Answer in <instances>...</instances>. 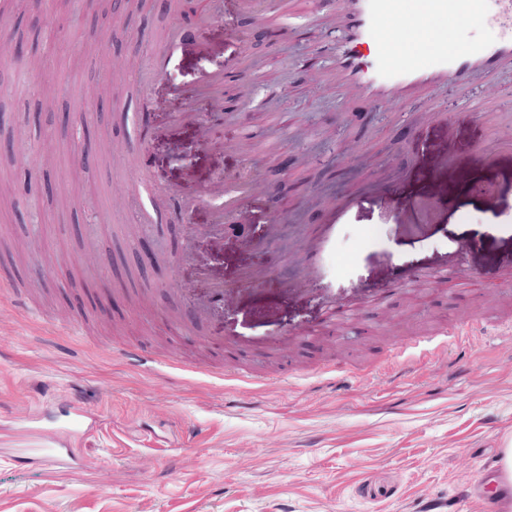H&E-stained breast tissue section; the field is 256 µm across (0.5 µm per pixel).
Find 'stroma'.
<instances>
[{
	"instance_id": "obj_1",
	"label": "stroma",
	"mask_w": 512,
	"mask_h": 512,
	"mask_svg": "<svg viewBox=\"0 0 512 512\" xmlns=\"http://www.w3.org/2000/svg\"><path fill=\"white\" fill-rule=\"evenodd\" d=\"M129 23L112 17L83 25L51 6L31 10L55 43L37 64L19 57L0 67V114L20 146L0 152V238L30 241L17 278L0 279V512H416L448 499L477 477L512 440V270L487 282L448 288L433 276L448 261V235L483 234L492 214L512 225V190L496 211L482 196L450 209L446 223L411 233L365 192L367 175L399 180L432 131L420 118L445 110L448 129L477 169L489 152L512 149V112L479 113L473 91L431 87L393 107L314 87L312 71L332 70L345 30L333 21L336 0H255L289 27L241 44V0H220L205 25L185 18L174 0H139ZM181 28L189 40L167 41ZM449 51L490 42L481 17L461 28L433 17L427 31L403 39L399 52L426 62L431 36ZM117 40L132 67L124 77L96 73V53ZM163 69H156L157 59ZM58 69L56 112L97 128L100 151L87 169L67 146L23 124V102ZM224 70L221 99L199 96L194 108L224 124V152L202 150L192 131L167 135L184 110V89ZM173 75V84L159 80ZM96 81L112 106L98 118L82 88ZM250 143L241 156L229 146ZM49 170L67 210L28 193L31 171ZM249 179L257 188L234 202L222 246L206 239L209 210L190 200L207 184ZM176 187L162 224L143 221L154 192ZM280 191L288 220L269 223V188ZM354 197L357 207L335 240L348 261L326 280L336 297L374 303L332 342L301 338L283 348L225 350L217 343L239 314L230 306L197 315L211 277L231 280L248 242L252 261L292 275L282 259L319 224V201ZM155 244L154 264L139 262ZM400 258L412 288L380 295L385 255ZM477 313L463 339L431 356L400 355L439 329L456 332ZM256 384L242 390L225 363ZM83 408L91 427L72 439L84 465L44 466L33 448L52 438L56 420Z\"/></svg>"
}]
</instances>
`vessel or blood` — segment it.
Instances as JSON below:
<instances>
[{
    "mask_svg": "<svg viewBox=\"0 0 512 512\" xmlns=\"http://www.w3.org/2000/svg\"><path fill=\"white\" fill-rule=\"evenodd\" d=\"M393 0H336V17L348 29L350 46L337 49L336 65L328 72L311 74L314 85H330L344 103L369 97L393 103L402 100L414 88L434 84L453 87L464 85L475 72L492 74L512 67V0H485V20L488 26L499 29L500 36L493 44L477 43L461 53H449L447 43H437L428 64L420 66L392 65L386 19ZM373 48L372 56L358 53L360 45ZM425 123L436 127L437 136L426 146L418 163L409 166L403 177L388 185L384 191L387 210L395 212L401 223L414 233H423L440 223L449 205L458 203L475 192H482L487 202H494L502 183L512 182V164L490 159L484 170L474 169L448 137V126L441 115L428 112ZM246 184H236L231 190L221 185L207 188L198 202L210 206L215 235L224 231V207L214 204L219 195L235 198L245 193ZM347 207L328 201L322 209V219L303 246V253L293 263L294 278L242 264L233 286L213 281L208 306H217L225 298L240 302L244 309L243 330L226 331L224 343L233 346L251 342L262 348L278 342L295 340L297 335L322 337L334 330L337 322L354 319L353 311L336 300V291L324 287L323 282L334 274L330 261L332 241L338 224L347 219ZM448 251L454 254L453 264L444 266L448 277H455L459 268H468L472 277L480 279L502 267L496 249L487 243L478 246H460L449 241ZM318 288L323 306L315 323L301 328L280 331L276 336L261 335V328L269 326L284 306L297 303L305 289ZM505 479L495 462H487L481 481L474 485L473 494L482 496L486 512H502L504 501L511 490L505 488Z\"/></svg>",
    "mask_w": 512,
    "mask_h": 512,
    "instance_id": "b4317fda",
    "label": "vessel or blood"
}]
</instances>
